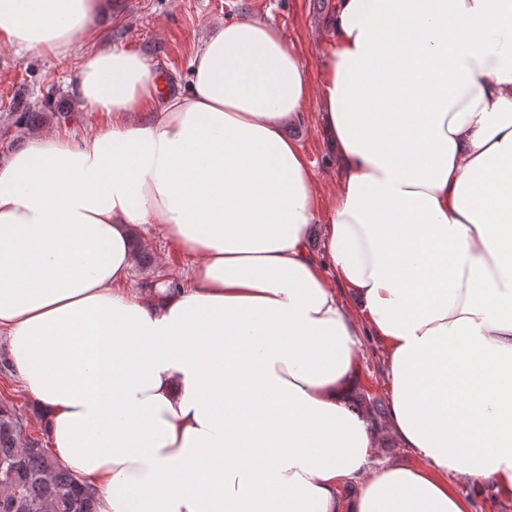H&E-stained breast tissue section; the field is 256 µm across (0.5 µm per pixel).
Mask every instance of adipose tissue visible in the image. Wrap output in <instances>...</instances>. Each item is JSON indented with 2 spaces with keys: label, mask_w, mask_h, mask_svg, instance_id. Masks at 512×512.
<instances>
[{
  "label": "adipose tissue",
  "mask_w": 512,
  "mask_h": 512,
  "mask_svg": "<svg viewBox=\"0 0 512 512\" xmlns=\"http://www.w3.org/2000/svg\"><path fill=\"white\" fill-rule=\"evenodd\" d=\"M107 4L0 0V36L67 54ZM323 40L315 88L274 26L225 22L173 95L99 47L70 90L108 124L0 166V335L96 512H474L452 476L512 492V0H330ZM314 93L340 162L325 210L283 133ZM147 224L187 288L128 287ZM366 329L422 467H370Z\"/></svg>",
  "instance_id": "obj_1"
}]
</instances>
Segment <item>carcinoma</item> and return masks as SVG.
<instances>
[{
  "label": "carcinoma",
  "instance_id": "obj_1",
  "mask_svg": "<svg viewBox=\"0 0 512 512\" xmlns=\"http://www.w3.org/2000/svg\"><path fill=\"white\" fill-rule=\"evenodd\" d=\"M356 398L378 433H385V405L363 392ZM28 429L14 406L0 402V512H96L94 492Z\"/></svg>",
  "mask_w": 512,
  "mask_h": 512
}]
</instances>
